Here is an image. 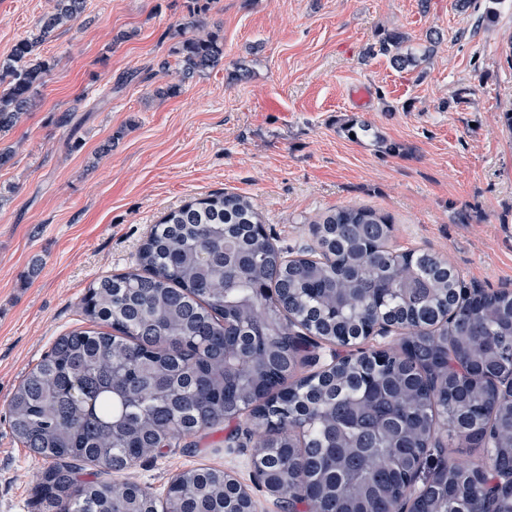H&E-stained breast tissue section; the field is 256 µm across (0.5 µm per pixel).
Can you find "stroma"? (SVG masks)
Instances as JSON below:
<instances>
[{
	"label": "stroma",
	"instance_id": "obj_1",
	"mask_svg": "<svg viewBox=\"0 0 512 512\" xmlns=\"http://www.w3.org/2000/svg\"><path fill=\"white\" fill-rule=\"evenodd\" d=\"M485 3L213 0L224 62L165 98L188 0H87L39 47L52 64L40 99L0 135L14 152L0 168V512H34L45 467L12 434V394L59 336L86 326L89 284L130 271L153 225L193 199L251 197L288 256L314 244L318 216L372 208L393 221L392 249L437 254L469 287L512 291V0L492 24L477 21ZM51 7L0 0V58ZM391 32L418 66L378 52ZM352 123L373 135L350 137ZM262 438L229 423L118 479L160 496L182 470L219 468L259 512H285L254 478Z\"/></svg>",
	"mask_w": 512,
	"mask_h": 512
}]
</instances>
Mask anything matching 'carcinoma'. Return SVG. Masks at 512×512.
<instances>
[{
    "label": "carcinoma",
    "instance_id": "cac0c4a2",
    "mask_svg": "<svg viewBox=\"0 0 512 512\" xmlns=\"http://www.w3.org/2000/svg\"><path fill=\"white\" fill-rule=\"evenodd\" d=\"M37 32L0 60V133L21 123L50 65L36 56L58 28L83 14L86 0H53ZM211 0H191L172 32L178 82L224 62V38L205 30ZM405 37L388 33L379 52L406 69ZM261 215L246 196L214 193L168 212L139 250L137 268L93 281L83 297L91 326L58 337L13 393L16 439L47 463L32 502L36 512H236L224 471L179 472L177 491L158 500L110 475L174 443L246 418L265 429L261 471L285 485L288 506L307 512H393L409 473L425 492L423 512H484L464 449L486 448L484 470H512V402L484 382L459 385L460 367L512 373V293L471 292L447 262L387 246L391 221L367 207L321 215L315 245L283 264ZM376 319L397 323L414 352L380 360L362 353L333 377L288 378L310 336H361ZM449 378L433 392L428 369ZM258 375L277 394L242 415ZM458 448L448 482L435 480L425 446L438 427ZM106 478L84 481L82 467Z\"/></svg>",
    "mask_w": 512,
    "mask_h": 512
}]
</instances>
